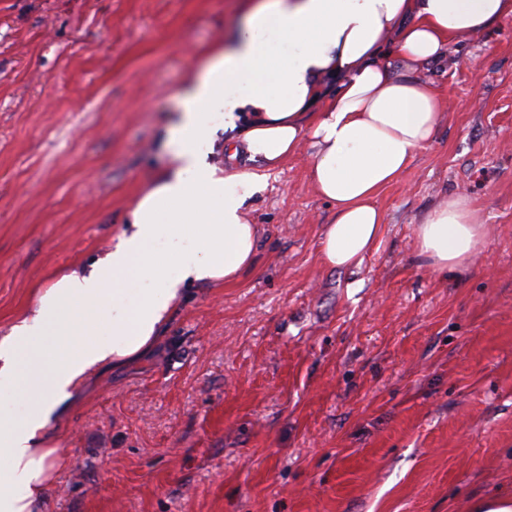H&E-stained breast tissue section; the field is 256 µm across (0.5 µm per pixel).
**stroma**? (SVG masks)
Returning <instances> with one entry per match:
<instances>
[{
	"label": "stroma",
	"instance_id": "stroma-1",
	"mask_svg": "<svg viewBox=\"0 0 512 512\" xmlns=\"http://www.w3.org/2000/svg\"><path fill=\"white\" fill-rule=\"evenodd\" d=\"M246 0H0V338L116 243L164 167L174 91ZM432 141L380 191L363 262L329 269L333 207L297 155L244 215L254 266L194 285L143 357L50 425L44 512H469L512 495V18L429 67ZM490 236L468 272L419 266L453 191Z\"/></svg>",
	"mask_w": 512,
	"mask_h": 512
}]
</instances>
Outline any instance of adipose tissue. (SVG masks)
<instances>
[{
  "label": "adipose tissue",
  "mask_w": 512,
  "mask_h": 512,
  "mask_svg": "<svg viewBox=\"0 0 512 512\" xmlns=\"http://www.w3.org/2000/svg\"><path fill=\"white\" fill-rule=\"evenodd\" d=\"M510 17L512 0H250L176 91L168 164L112 250L57 278L0 339V512H38L58 464L48 428L88 374L147 351L185 287L253 267L245 200L303 146L334 205L323 261L359 265L385 222L376 196L442 116L422 69ZM218 150L253 169L219 172ZM489 233L462 191L413 226L419 261L439 273L466 272Z\"/></svg>",
  "instance_id": "ef3b65f1"
}]
</instances>
